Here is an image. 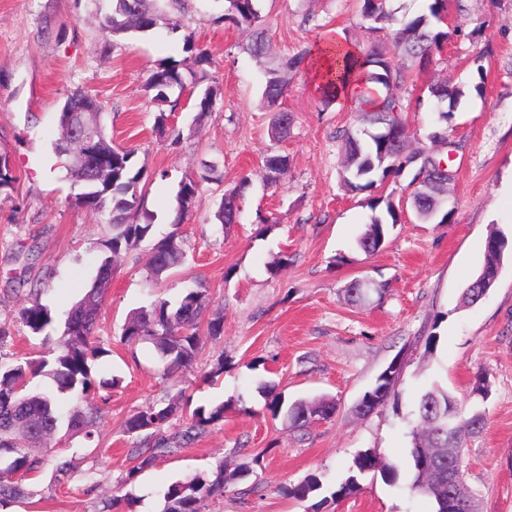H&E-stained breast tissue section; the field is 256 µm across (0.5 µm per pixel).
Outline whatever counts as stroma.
I'll return each mask as SVG.
<instances>
[{"label": "stroma", "mask_w": 512, "mask_h": 512, "mask_svg": "<svg viewBox=\"0 0 512 512\" xmlns=\"http://www.w3.org/2000/svg\"><path fill=\"white\" fill-rule=\"evenodd\" d=\"M223 0H192L184 16L212 58L220 95L197 118L186 99L172 116L178 143L154 128L160 104L145 83L157 64L195 67L181 37L166 26L115 41L99 26L96 0H0V153L17 178L0 195V323L11 337L0 359L34 355L36 344L17 321L30 289L56 321L95 272L96 244L108 233L100 215L73 207L74 189L58 167L52 142L66 95L82 89L100 102L114 145L134 149L147 174L144 207L150 234L122 255L101 309L99 336L108 351L94 374L119 376L122 385L97 428L96 450L73 454L68 443L50 448L72 457L65 483L52 469L29 477L33 498L11 512H100L118 496L123 512H159L160 490L193 471L249 467L247 480L228 484L210 512H307L288 486L310 473L323 477L326 512H431L406 481L390 485L365 475L360 490L332 500L354 456L374 449L390 463L407 458L409 420L420 392L433 381L468 401L476 372L491 382L481 408L485 425L464 455L468 483L480 512H512V259L477 305L463 306V289L482 269L485 243L499 232L512 238V0H448L460 32L428 69H412L399 94L409 105L411 132L424 137L439 106L428 92L439 77L463 85L448 106V160L455 180L448 195L452 217L423 224L405 210L387 244L374 253L356 244L369 221L366 194L347 192L339 176L343 130L355 124L350 106H323L305 68L288 72L283 109L294 121L283 141L271 142V114L262 105L265 65L245 50L249 32L221 22ZM271 57L287 62L315 48L330 33L366 47L373 34L357 0H262ZM270 152L287 156L280 189L257 172ZM213 162L222 184L199 180L202 161ZM199 181L193 207L180 228L184 263L162 281L147 278L146 256L172 229L176 194L186 177ZM241 219L227 230L213 222L223 187L242 177ZM288 266L271 274L270 263ZM356 278L382 288L380 301L355 305L343 289ZM204 284L207 316H223L224 332L206 339L196 363L163 377L151 344L127 345L120 336L128 314L157 299L178 300ZM403 364L402 397L360 417L354 407L392 362ZM275 384L286 402L326 396L331 419L300 430L273 417L259 390ZM194 405L234 401L223 423L177 452L158 459L124 484L137 437L123 431L136 411L178 391Z\"/></svg>", "instance_id": "1"}]
</instances>
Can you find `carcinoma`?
<instances>
[{"mask_svg": "<svg viewBox=\"0 0 512 512\" xmlns=\"http://www.w3.org/2000/svg\"><path fill=\"white\" fill-rule=\"evenodd\" d=\"M111 9L103 18V29L114 38L129 34L145 33L159 24L181 33L183 50L194 56L197 70L184 75L179 64L165 61L155 67L147 79L145 88L154 93L153 99L161 104L170 102L169 93L177 89L196 94L194 107L197 119L212 111L218 95L215 77L208 71L210 56L199 46L196 32L183 23L188 0H110ZM227 11L220 19L237 27L251 30L246 44L247 52L255 59H265L270 50L267 30L264 27L258 3L260 0H226ZM389 0H360V16L367 29L379 34V43L366 50L354 47L346 50L343 42L332 45L335 77L345 78L351 67L361 72V79L376 85L380 91L370 108H359L356 120L361 125L376 126L380 132L369 138H361L347 129L341 136V181L350 192L373 191L389 181H395L405 171L414 172L412 181L417 183L415 197L409 200L417 220L444 224L452 215L445 209L448 181L454 177L442 174L440 167L445 157L434 149L445 144L448 131L441 126L448 112H438L435 126L426 135L431 146L419 143L411 147L409 127L403 118L407 106L397 93L409 80L405 63L410 62L423 69L433 54L441 51L456 34L442 21L448 12V0H432L426 14L414 18L395 16L387 7ZM288 87L284 73L279 68L266 69V80L262 98L271 118L270 134L275 140L285 138L293 123L292 113L279 108V101ZM431 95L439 102L462 95V91L444 78L430 85ZM93 105L98 102L93 96L78 88L67 95L59 112L60 134L53 141L58 158L65 161L66 178L81 187L75 198L83 199L82 208L93 213L107 214L110 228L105 239L98 242L100 253L96 265V277L87 286L84 296L75 302L64 320L58 341H53L49 329L53 328L51 311L41 304L38 297L18 312V320L29 329L32 337L40 340V351L36 358L22 361H0V474L19 473L23 476L37 474L52 466L57 481H69L71 461L63 457H51L49 449L39 444L58 434L66 426L67 438H81V449L88 450L95 440L96 428L112 401V389L119 386L120 379L113 376L97 381L92 376L96 361L108 354L97 335L99 313L105 300L110 277L116 260L132 250L150 232L151 224L139 222L146 214L141 187L145 173L136 167L135 151L112 146L104 125L97 131V146L101 154L112 157V165L94 173V179L75 166L73 159L82 146L67 134L70 125L69 102L73 99ZM287 167V159L280 154L263 157L261 177L263 186L280 188V176ZM13 175L7 156L0 155V191L14 188ZM248 183L244 178L232 188L223 190L214 217L220 226L237 223L241 189ZM197 183L189 179L182 183L176 195L173 230L158 240L147 255L145 267L156 281L161 280L184 260V251L179 227L192 208ZM387 224L383 217L372 215L365 230L358 237L359 248L372 253L383 247ZM512 246L504 236L494 234L486 241L483 270L489 271L499 262L501 254ZM347 296L354 302L365 303L371 295L379 292L364 280H353L345 288ZM209 290L205 287L189 290L178 301L172 303L158 299L147 307L129 314L122 329L123 341L131 344H152L164 362V373L186 369L193 365L205 338L222 335L224 319L220 316L205 322L203 310L208 301ZM401 370L387 368L376 379L374 386L366 391L355 407L363 416L384 406L387 402H399ZM267 407L273 416L284 414L296 428H305L317 419H326L334 411L327 399L295 401L284 405L281 394L274 387L264 385ZM491 394V383L484 373L475 375L469 395L483 401ZM73 396L78 405L62 413L60 398ZM187 413L185 426L171 432L172 420L179 409L174 402L159 401L137 411L126 421V431L142 436L141 447L135 449L132 466L125 474L123 483L131 484L141 470L153 465L160 456H165L204 433L209 426L224 421V413L230 404L219 403L209 408H190L185 401ZM409 432L408 489L424 495L433 504L434 512H448V464L464 457L468 439L483 427L484 414L475 410L470 417H463L458 398L439 381L432 382L416 400ZM368 473L380 474L386 483H395L400 477V468L382 461L375 453L365 450L353 459L349 474L332 493L335 498L346 497L360 490L359 478ZM250 475L247 468L224 474V466L208 474L198 471L171 483L162 493V512H203L208 500L224 497V488L229 481L244 480ZM323 486L320 476L311 474L303 481L288 487V496L304 502ZM35 491L17 481L0 479V512L24 497H32Z\"/></svg>", "mask_w": 512, "mask_h": 512, "instance_id": "1", "label": "carcinoma"}]
</instances>
